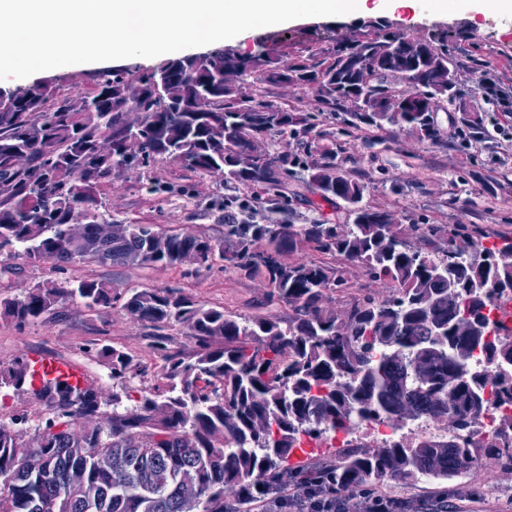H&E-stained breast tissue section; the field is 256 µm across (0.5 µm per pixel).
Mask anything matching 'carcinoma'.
Returning a JSON list of instances; mask_svg holds the SVG:
<instances>
[{"label": "carcinoma", "mask_w": 512, "mask_h": 512, "mask_svg": "<svg viewBox=\"0 0 512 512\" xmlns=\"http://www.w3.org/2000/svg\"><path fill=\"white\" fill-rule=\"evenodd\" d=\"M332 42L319 67L280 65L259 55L252 80L224 87L226 69L245 68L232 48L204 56L199 74L186 58L167 59L133 76L100 73L95 91L60 98L53 82L0 86V256L50 261L61 267L89 260L102 265L194 264L212 257L224 268L259 277L269 299L288 305V319L242 317L197 301L174 288L123 294L105 281L37 283L4 301L20 325L69 301L89 310L119 307L160 329L182 324L195 341L192 356L161 354L163 384L135 408L118 409L101 425L102 394L62 378L36 379L33 362L0 371V385L28 390L50 411L22 440L16 417L0 422V512H181L193 483L198 512H239L264 503L307 508L286 490L308 497L323 491L344 497L378 481L444 482L492 463L512 471V332L500 314L512 301V238L488 241L466 224H400L363 203L367 187L336 165V153L311 163L273 153L269 141L287 131L308 132L315 115L297 108L269 112L264 84L293 80L315 89V102L347 111L349 126L389 125L431 143L440 141L434 113L388 105L358 108L355 98L375 78L408 101L461 100L458 83L442 84L448 49L427 41L395 43L388 23ZM404 82L408 88L399 89ZM139 111L137 124L127 121ZM457 121L485 131L484 120L458 104ZM107 131L114 155L96 148ZM139 140L126 157L125 141ZM28 154V164L14 159ZM172 161L192 170L224 172V184L258 187L267 201L288 203V166L308 172L305 188L323 202L346 204V223L317 218L307 224H226L224 238L183 234L161 224H120L102 240L96 226L97 188L116 167ZM84 208L83 235H69ZM359 267L386 295L354 282L345 265ZM112 379L137 370L126 353L102 348ZM485 411L498 413L497 434L474 440L468 432ZM429 419L448 437L386 440L341 448L332 458L290 464L309 441L349 436L364 424L402 426Z\"/></svg>", "instance_id": "cac0c4a2"}]
</instances>
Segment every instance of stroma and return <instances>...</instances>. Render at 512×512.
Wrapping results in <instances>:
<instances>
[{
  "mask_svg": "<svg viewBox=\"0 0 512 512\" xmlns=\"http://www.w3.org/2000/svg\"><path fill=\"white\" fill-rule=\"evenodd\" d=\"M392 20L423 41L447 38L462 101L468 111L484 113L485 133H462L452 107L435 114L441 132L437 144L388 125L355 130L348 126L345 111L317 109L312 94L268 85L264 88L267 99L317 114L313 132L280 136L276 149L313 159L319 158L322 149L335 151L343 169L366 184V201L389 210L399 223L475 224L512 237V17L485 16L465 8L418 20L412 13L400 12ZM359 23L356 17H336L331 29L325 30L312 19L290 21L277 28V51L283 62L293 63L308 48L326 46L328 37L352 39ZM99 201L100 214L110 221L170 224L183 233L214 238L224 235L225 213L238 215L246 206L262 224H303L320 212L331 219L336 216L335 206L325 203L316 209L294 197L283 210L259 200L256 189L229 187L206 173L162 161L138 169H113L111 179L99 188ZM12 266V272L0 275V300L17 297L38 282L96 278L120 292L179 288L235 314L288 315L287 306L269 302L265 282L226 271L220 259L208 269L86 262L59 271L53 263L23 259L13 260ZM154 333L150 324L117 308L93 312L71 303L22 326L0 311V368L25 357L64 361L80 371L82 385L102 393V412H111L110 399L115 394L121 408L129 409L158 383L162 360L148 347ZM102 343L124 347L141 363L143 373L124 385L113 382L109 363L96 353ZM22 414L28 419L25 438L33 440L34 429L48 416L47 409L30 394L0 386V422ZM373 489L411 502L415 512L439 501L447 503L449 512H512V473L491 467L443 483L427 478L409 484L385 480Z\"/></svg>",
  "mask_w": 512,
  "mask_h": 512,
  "instance_id": "1",
  "label": "stroma"
}]
</instances>
